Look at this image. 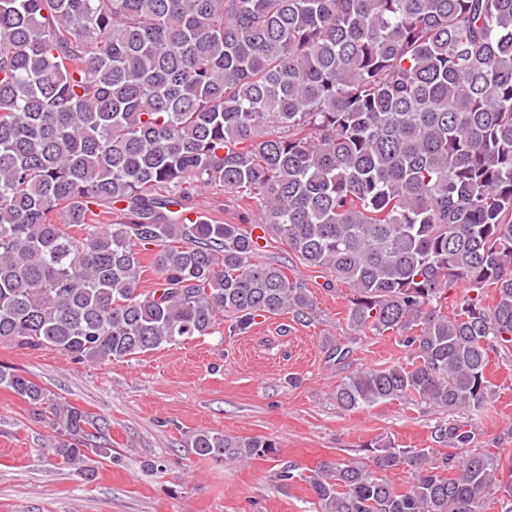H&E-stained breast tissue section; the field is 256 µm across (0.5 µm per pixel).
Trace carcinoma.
I'll list each match as a JSON object with an SVG mask.
<instances>
[{
    "label": "carcinoma",
    "mask_w": 512,
    "mask_h": 512,
    "mask_svg": "<svg viewBox=\"0 0 512 512\" xmlns=\"http://www.w3.org/2000/svg\"><path fill=\"white\" fill-rule=\"evenodd\" d=\"M201 185L256 208L208 218ZM269 233L350 288L352 329L408 351L347 376L341 408L485 410L489 353L512 350V0H0V342L104 362L224 321L310 323L308 288L261 257ZM0 386L84 476L112 457L104 419L16 369ZM433 434L455 452L380 440L369 465L284 463L271 482L308 484L319 512H477L494 486L512 512L465 426ZM190 447L277 444L199 430Z\"/></svg>",
    "instance_id": "obj_1"
}]
</instances>
